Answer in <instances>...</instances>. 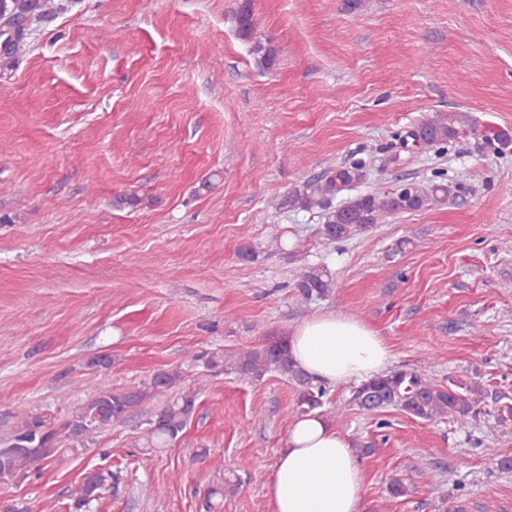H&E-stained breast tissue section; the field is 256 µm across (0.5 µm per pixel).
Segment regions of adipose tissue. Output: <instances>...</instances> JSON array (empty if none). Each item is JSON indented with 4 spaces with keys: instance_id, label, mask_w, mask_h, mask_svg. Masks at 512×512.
<instances>
[{
    "instance_id": "obj_1",
    "label": "adipose tissue",
    "mask_w": 512,
    "mask_h": 512,
    "mask_svg": "<svg viewBox=\"0 0 512 512\" xmlns=\"http://www.w3.org/2000/svg\"><path fill=\"white\" fill-rule=\"evenodd\" d=\"M288 338L298 367L329 386L367 381L391 364L383 338L354 318L318 315ZM363 491L364 472L351 439L321 415L296 417L268 484L271 512H358Z\"/></svg>"
}]
</instances>
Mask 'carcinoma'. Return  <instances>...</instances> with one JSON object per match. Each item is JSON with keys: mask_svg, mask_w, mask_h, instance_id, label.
<instances>
[{"mask_svg": "<svg viewBox=\"0 0 512 512\" xmlns=\"http://www.w3.org/2000/svg\"><path fill=\"white\" fill-rule=\"evenodd\" d=\"M57 9L55 0H0V30L7 33L0 37V68L14 67L28 45V24ZM238 36L244 40L253 33L252 14L248 4H243L236 16ZM467 124L463 113L441 114L429 119L408 133V138L426 145H441L455 138ZM365 179L360 164L339 166L304 183L303 187L288 194L277 206L294 210L325 212L319 229L321 236L330 241H346L370 230L377 214L381 212H408L418 210L432 202L445 203L454 197L459 186L443 181L424 185H408L386 194L373 192L361 195L349 203L332 206L337 193ZM332 281L328 272L313 266L299 276L297 288L303 299L329 292ZM207 367H221L226 372L243 377H261L276 372L287 378L296 392V409L303 415L323 407L325 388L303 373L293 361L288 337L279 336L242 353L219 356L207 361ZM183 376L177 369L161 372L150 386L135 390L100 388L90 395L70 417L54 424L38 414L29 415L17 423L0 440V478L26 479L29 474H40L56 455L65 440L83 445L99 431L120 420L128 411L151 400L156 393L172 390L174 394L155 413L145 434V447L158 451L180 439L196 406V392L181 389ZM482 386L476 382L454 383L449 386L436 383L422 376L419 370L381 374L357 386L349 404L358 411L380 417L390 409L423 420L448 419L461 425L473 417ZM98 475L97 484H81L67 505L68 512H80L97 499L104 484Z\"/></svg>", "mask_w": 512, "mask_h": 512, "instance_id": "carcinoma-1", "label": "carcinoma"}]
</instances>
